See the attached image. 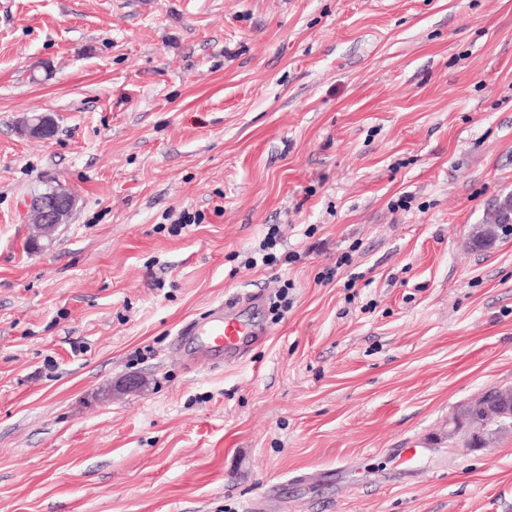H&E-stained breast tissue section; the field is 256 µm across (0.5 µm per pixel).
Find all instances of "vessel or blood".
I'll use <instances>...</instances> for the list:
<instances>
[{"label": "vessel or blood", "instance_id": "1", "mask_svg": "<svg viewBox=\"0 0 512 512\" xmlns=\"http://www.w3.org/2000/svg\"><path fill=\"white\" fill-rule=\"evenodd\" d=\"M262 301L260 294L253 293L239 302H217L205 316L179 328L175 342L179 345L194 343L198 358L210 362L220 358L234 361L262 334L244 314L245 309H258Z\"/></svg>", "mask_w": 512, "mask_h": 512}]
</instances>
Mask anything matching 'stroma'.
<instances>
[{"label": "stroma", "mask_w": 512, "mask_h": 512, "mask_svg": "<svg viewBox=\"0 0 512 512\" xmlns=\"http://www.w3.org/2000/svg\"><path fill=\"white\" fill-rule=\"evenodd\" d=\"M510 193L512 0H0V512H512V431L448 443L512 387ZM284 284L245 358L175 347ZM58 189L54 193L36 197L28 201L30 207L27 206L30 215H34V219L45 235H49L50 231L59 224H65L70 218L77 200L71 194L70 188L62 185H51ZM51 186L34 191V195L48 191H54ZM38 192V193H36ZM512 232V195L496 201L489 209L483 224L472 233L471 245L476 250L490 248L501 235ZM279 229L274 225L269 227L267 234L255 250L254 255L247 259V267L257 266L260 262L263 266H276L279 257L275 252L279 241ZM504 390L510 389H491L485 392L476 401V403H470L465 406L470 409L474 419L482 421V424L487 426V429L484 432L477 434L469 423L466 422L460 424L458 421V412L452 416L451 422H456L458 424V428L463 429L461 432H458L453 436L448 435V437H459V439H461V441H463L469 448L486 447L493 435L496 434L500 428L498 423L501 422V420L499 418H505L504 410L499 405L500 396Z\"/></svg>", "instance_id": "obj_1"}]
</instances>
